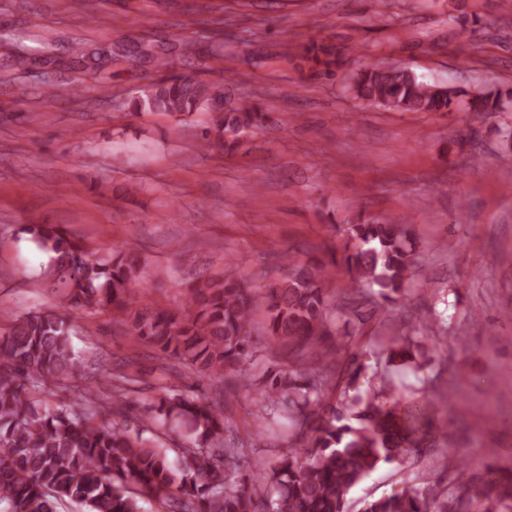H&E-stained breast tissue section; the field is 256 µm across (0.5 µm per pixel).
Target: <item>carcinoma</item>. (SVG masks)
Returning <instances> with one entry per match:
<instances>
[{"label": "carcinoma", "mask_w": 512, "mask_h": 512, "mask_svg": "<svg viewBox=\"0 0 512 512\" xmlns=\"http://www.w3.org/2000/svg\"><path fill=\"white\" fill-rule=\"evenodd\" d=\"M289 59L301 70L327 75L344 64L342 50L323 38L299 45ZM231 82L174 75L151 85L136 106L201 112L209 116L202 145L215 140L230 150L240 135L267 120L257 103L231 98ZM350 90L395 112H444L457 96L456 89L425 83L405 68L379 65L356 73ZM470 103L477 112H496L503 101L477 90ZM29 232L54 254L50 276L66 295L50 310L0 312L8 323L0 334V512H60L66 504L85 512H143L146 498L166 502L170 512H346L352 487L424 441L417 429L421 406H401L383 377L360 390L364 364L358 354H349L338 373L294 364L305 350L319 361L343 349L337 337L346 305H336L331 315L335 269L344 268L353 284L377 289L385 303L397 302L405 281L419 273L405 247L406 225L364 218L349 228L350 241L340 255L333 247L297 263L292 253L283 254L288 275L268 285L265 303L267 333L281 345L289 368L265 371L255 406L262 418H284L291 429L282 438L286 448L259 476L244 471L241 461L263 432L242 439L224 415L236 397L240 366L251 355V288L227 272L192 288L189 315L158 309L130 323L132 335L189 362L198 379H224V389L209 397L184 392L179 377L160 386L158 399L138 407L142 421L187 428L188 446L171 460L167 449L143 438V430L108 423L109 416L126 414L127 374L110 381V397L87 391L55 407L40 399L85 366L70 339L72 311L110 308L117 316L126 314L139 286L138 254L127 250L98 259L56 225ZM383 355L387 364L402 365L413 360L412 343L394 336ZM446 466L472 512H512V470L490 464L484 479L471 475L460 457ZM364 512H455V498L439 483L422 481L366 502Z\"/></svg>", "instance_id": "cac0c4a2"}]
</instances>
